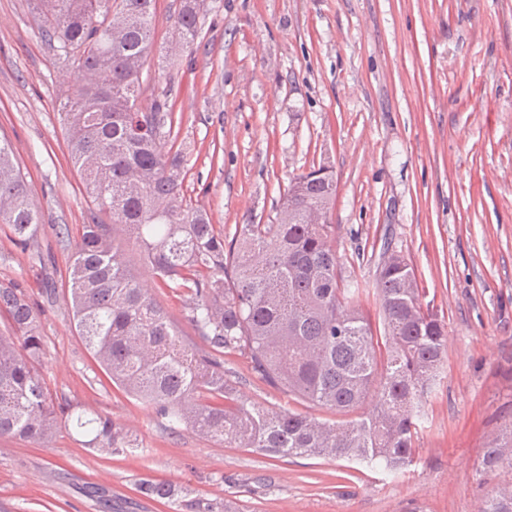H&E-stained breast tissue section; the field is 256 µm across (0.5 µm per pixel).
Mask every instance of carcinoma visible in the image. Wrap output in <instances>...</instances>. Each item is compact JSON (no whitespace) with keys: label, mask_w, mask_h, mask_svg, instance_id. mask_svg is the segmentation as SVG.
I'll list each match as a JSON object with an SVG mask.
<instances>
[{"label":"carcinoma","mask_w":512,"mask_h":512,"mask_svg":"<svg viewBox=\"0 0 512 512\" xmlns=\"http://www.w3.org/2000/svg\"><path fill=\"white\" fill-rule=\"evenodd\" d=\"M157 0H33L34 34L71 68L74 84L58 97L67 156L79 173L88 222L71 241L61 279L63 299L86 349L112 383L177 428L229 448L278 458L333 457L378 465L388 473L414 460L422 399L432 392L447 353L445 324L423 301L413 267L384 242L375 288L341 285L332 225V170L320 165L293 178L275 222L238 224L229 236L188 195L187 146L179 140L173 86L149 89L142 73L170 57L155 47ZM201 0H180L174 27L181 47L201 37ZM44 223L12 146L0 140V224L24 251ZM155 286L185 301L184 319L203 343L185 338L166 308L142 288L130 250ZM374 296L382 331L356 308ZM0 438L42 444L57 412L87 448L127 454L137 439L110 418L58 397L37 370L43 355L40 309L16 282L0 283ZM246 357L271 386L358 418L328 423L298 412H273L242 399L224 379V354ZM483 471H512V425L488 442ZM141 494L188 512H214L177 500L164 480L138 482ZM483 512H512V486L497 489Z\"/></svg>","instance_id":"cac0c4a2"}]
</instances>
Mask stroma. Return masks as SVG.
Here are the masks:
<instances>
[{"label":"stroma","instance_id":"stroma-1","mask_svg":"<svg viewBox=\"0 0 512 512\" xmlns=\"http://www.w3.org/2000/svg\"><path fill=\"white\" fill-rule=\"evenodd\" d=\"M206 24L169 77L188 192L213 224H269L293 176L332 169L328 219L342 279L373 287L380 238L413 266L448 351L423 401L401 475L326 458H276L171 429L110 385L63 297L68 253L53 225L87 218L56 102L73 76L33 35L29 0H0V137L40 207L29 260L0 224V281L42 311V375L59 396L139 439L130 455L86 448L67 427L39 447L0 439V512H172L137 490L151 476L218 512H478L512 481L481 477L483 450L512 423V0H205ZM238 393L276 412L335 413L274 389L224 357Z\"/></svg>","mask_w":512,"mask_h":512}]
</instances>
